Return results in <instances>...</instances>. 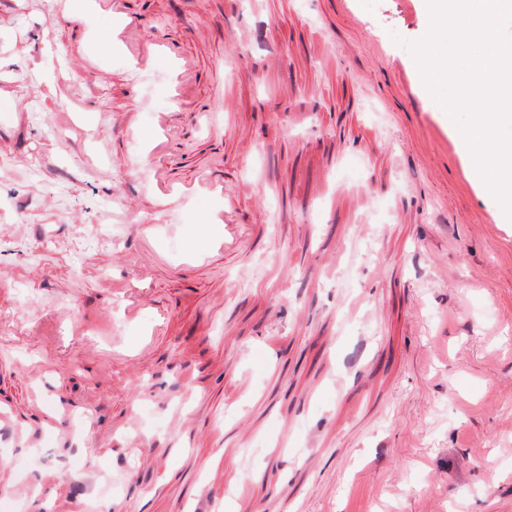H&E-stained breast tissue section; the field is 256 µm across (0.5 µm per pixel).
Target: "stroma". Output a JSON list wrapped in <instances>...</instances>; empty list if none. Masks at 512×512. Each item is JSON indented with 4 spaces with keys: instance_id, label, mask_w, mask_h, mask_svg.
I'll return each mask as SVG.
<instances>
[{
    "instance_id": "stroma-1",
    "label": "stroma",
    "mask_w": 512,
    "mask_h": 512,
    "mask_svg": "<svg viewBox=\"0 0 512 512\" xmlns=\"http://www.w3.org/2000/svg\"><path fill=\"white\" fill-rule=\"evenodd\" d=\"M57 3L0 0V512H512V223L419 86L425 0H118L195 62L163 150L166 63Z\"/></svg>"
}]
</instances>
